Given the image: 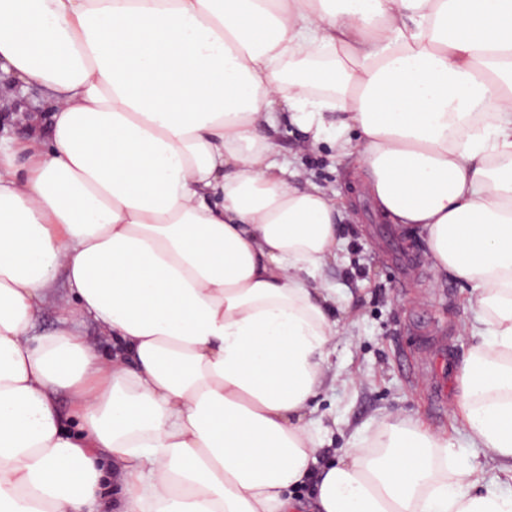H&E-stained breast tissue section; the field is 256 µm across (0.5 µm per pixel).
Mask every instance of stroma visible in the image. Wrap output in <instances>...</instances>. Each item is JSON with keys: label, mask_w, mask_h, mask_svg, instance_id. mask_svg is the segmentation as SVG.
Masks as SVG:
<instances>
[{"label": "stroma", "mask_w": 512, "mask_h": 512, "mask_svg": "<svg viewBox=\"0 0 512 512\" xmlns=\"http://www.w3.org/2000/svg\"><path fill=\"white\" fill-rule=\"evenodd\" d=\"M268 135L279 161L351 201L338 224L346 248L318 274L350 304L349 315L336 318V386L316 413L325 455L342 456L357 429L388 413L454 431L460 422L449 406L458 396L457 366L475 343L469 289L451 277L435 279L420 239L383 218L353 186L351 160L332 157L325 145L304 149V133L287 122Z\"/></svg>", "instance_id": "1"}]
</instances>
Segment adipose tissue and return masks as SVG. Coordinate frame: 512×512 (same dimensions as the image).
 Returning <instances> with one entry per match:
<instances>
[{
    "instance_id": "1",
    "label": "adipose tissue",
    "mask_w": 512,
    "mask_h": 512,
    "mask_svg": "<svg viewBox=\"0 0 512 512\" xmlns=\"http://www.w3.org/2000/svg\"><path fill=\"white\" fill-rule=\"evenodd\" d=\"M0 77L51 112L0 143V512H512L410 416L321 453L342 210L259 132L471 288L451 411L512 474V0H0ZM79 320V328L92 348L101 354L112 352V342L103 337L100 329L91 319L80 317Z\"/></svg>"
}]
</instances>
